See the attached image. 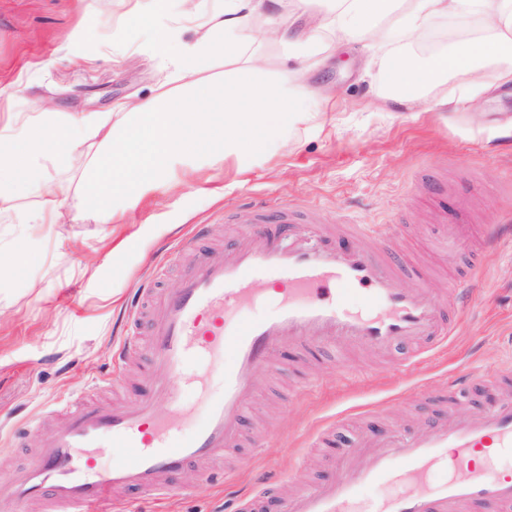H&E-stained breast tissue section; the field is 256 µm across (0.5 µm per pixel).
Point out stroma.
Returning a JSON list of instances; mask_svg holds the SVG:
<instances>
[{
    "instance_id": "obj_1",
    "label": "stroma",
    "mask_w": 512,
    "mask_h": 512,
    "mask_svg": "<svg viewBox=\"0 0 512 512\" xmlns=\"http://www.w3.org/2000/svg\"><path fill=\"white\" fill-rule=\"evenodd\" d=\"M133 0H0V87L18 84L7 108L108 112L114 102L149 95L163 80L156 28L131 24ZM323 61L304 78L323 93L319 110L290 127L258 158L176 169L137 205H119L105 224L81 195L87 158L40 161L38 191L19 186L0 211V473L23 468L31 436L25 415L75 400L111 372L124 306L157 264L159 284H179L168 243L210 225L232 245L224 217L248 203L285 204L320 224L373 225L379 244L407 264L426 266L432 299L444 304L450 281L468 269L467 247H433L429 232L448 217L497 227L512 209V84L465 99V76L439 89L447 110L386 101L383 78L367 75L360 45L325 36ZM67 198L54 224H23L40 194ZM25 254L17 271L14 258ZM471 301L458 310L446 343L415 365L400 354H356L344 369L321 355L283 347L275 373L260 372L243 424L248 447L225 455L232 484H214L189 466L166 501L136 498V512H229L236 494L297 488L331 479L311 438L341 422L339 441L360 429H419L433 420L449 377L489 375L512 359V231L484 247Z\"/></svg>"
}]
</instances>
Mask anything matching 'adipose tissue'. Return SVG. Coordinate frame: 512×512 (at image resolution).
<instances>
[{"mask_svg":"<svg viewBox=\"0 0 512 512\" xmlns=\"http://www.w3.org/2000/svg\"><path fill=\"white\" fill-rule=\"evenodd\" d=\"M273 2L224 0L220 8L205 11L199 0H181L178 13L157 37L167 51L165 81L175 91L116 102L111 114L134 116L122 133L110 128L111 115L95 112H74L63 119L52 112L10 113L0 127V205L12 198L10 184L29 180L34 160H59L74 153L80 129L100 139L82 174V194L107 216L111 203L135 202L156 191L175 165L189 167L199 158L220 164L229 157L264 155L289 122L316 109L315 93L303 85L302 73L315 65L317 48L292 34ZM299 2L297 16L361 43L371 62L382 67L397 100L413 104L426 99L458 73L477 88L484 87L490 69L497 71L500 84L512 83V0ZM446 18L464 29L478 24L483 34L461 55L420 59L392 47L394 27L413 37ZM262 19L268 23V38L288 48L289 63L273 78L246 51L250 26ZM187 30L194 33L188 41L182 38ZM219 59L224 80L216 85L202 73Z\"/></svg>","mask_w":512,"mask_h":512,"instance_id":"1","label":"adipose tissue"}]
</instances>
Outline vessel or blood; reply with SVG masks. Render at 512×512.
Instances as JSON below:
<instances>
[{"mask_svg": "<svg viewBox=\"0 0 512 512\" xmlns=\"http://www.w3.org/2000/svg\"><path fill=\"white\" fill-rule=\"evenodd\" d=\"M232 221L247 227L235 252L180 240L173 258L191 260L179 288L141 289L123 316L114 364L145 348L151 390L84 406L49 428L31 417L40 443L26 467L0 477L1 499L18 512L33 502L44 512H112L132 493L174 496L173 475L241 443L255 375L277 348L416 356L450 335L448 310L427 288L399 286L422 271L370 244L372 226L347 224L314 244L309 217L285 205H247ZM261 284L276 293L270 317L250 314L266 300ZM187 384L204 409L196 423L182 412ZM467 398L477 399L474 409L451 412ZM442 404L427 428L340 444L335 478L282 495L277 512H512V368L449 382ZM102 448L114 451L104 467Z\"/></svg>", "mask_w": 512, "mask_h": 512, "instance_id": "vessel-or-blood-1", "label": "vessel or blood"}]
</instances>
